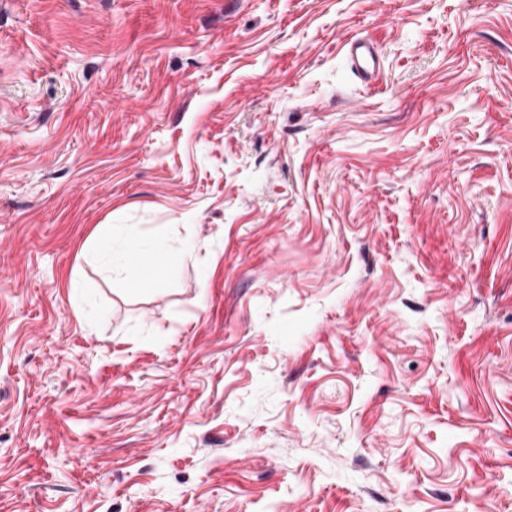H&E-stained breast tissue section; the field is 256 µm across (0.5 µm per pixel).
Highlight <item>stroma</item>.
I'll list each match as a JSON object with an SVG mask.
<instances>
[{"label":"stroma","mask_w":512,"mask_h":512,"mask_svg":"<svg viewBox=\"0 0 512 512\" xmlns=\"http://www.w3.org/2000/svg\"><path fill=\"white\" fill-rule=\"evenodd\" d=\"M0 512H512V0H0ZM354 75L369 87L381 72L380 54L375 45L365 38H351L343 47ZM117 235V224H98L93 233L92 259L101 262L111 273L114 255L112 245ZM171 252L163 241L155 242L150 248H133L126 251L123 257V267L127 272V283L143 281L151 283L161 278L169 268ZM151 267V273L146 279L143 264Z\"/></svg>","instance_id":"stroma-1"}]
</instances>
